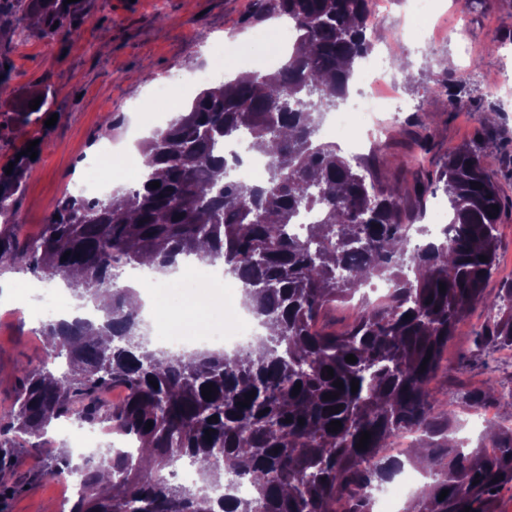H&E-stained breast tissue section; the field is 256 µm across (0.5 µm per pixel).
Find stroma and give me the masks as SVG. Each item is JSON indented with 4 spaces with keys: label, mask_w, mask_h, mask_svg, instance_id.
<instances>
[{
    "label": "stroma",
    "mask_w": 512,
    "mask_h": 512,
    "mask_svg": "<svg viewBox=\"0 0 512 512\" xmlns=\"http://www.w3.org/2000/svg\"><path fill=\"white\" fill-rule=\"evenodd\" d=\"M252 0H81L80 34H37L22 40L13 35L8 18H0V55L11 63V85L18 99L38 90L54 96V126L21 127L9 108L0 109V166L28 142L42 140L25 188L15 204L20 241L38 237L57 199L71 191L84 165L104 143L128 147L133 120L148 122L134 105L151 94L154 105L168 104L183 111L187 98L165 97L166 86L191 77L190 95L206 88L202 75L212 65L210 48L221 36L252 34L256 48L265 51L271 38L265 24H248ZM512 32V0H495L493 7L468 11V25L451 39L432 44L429 35L409 25L404 43L414 62L398 72L410 113L427 114L434 147L428 171H437L448 150L471 143L477 129L495 112L494 137L501 148L494 165L506 200L499 223V267L486 285L494 292L512 279V100L502 99L491 81L506 49L501 43ZM453 74L461 86L455 100L434 92L435 83ZM37 279L30 272L0 274V288L11 300L0 302V408L8 406L17 387L16 368L41 365L60 373L65 359L47 348L38 327L26 315L29 297L24 289ZM488 319L487 310L474 306L458 323L448 343V387L441 402L455 401L458 391L490 381L498 390L512 391V351L484 352L472 342L474 329ZM35 438L17 439L16 450L0 482L13 494L0 501V512H69L70 474L50 475Z\"/></svg>",
    "instance_id": "35a3bbf8"
}]
</instances>
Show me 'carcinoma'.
<instances>
[{"label":"carcinoma","mask_w":512,"mask_h":512,"mask_svg":"<svg viewBox=\"0 0 512 512\" xmlns=\"http://www.w3.org/2000/svg\"><path fill=\"white\" fill-rule=\"evenodd\" d=\"M254 2L250 22L286 17L293 23L288 58L270 73L202 89L188 109L139 143L150 175L112 191L108 206L69 194L55 203L40 235L21 245L12 231L13 205L33 160L21 156L9 175L0 167V203L7 205L0 209V273L60 276L84 300L111 296L97 324L78 318L42 324L41 335L51 351L65 354L67 369L55 375L29 364L17 368L15 400L0 409V464L15 438H42L38 447L50 473L81 477L82 492L69 512H373L374 492L401 466L382 449L397 432L414 429L432 482L416 489L405 512H486L489 500L512 489V396L490 381L461 394L468 411L495 404L504 413L505 425L485 428L476 448L456 437L457 413L437 406L438 387L448 379V339L473 304L489 311L474 346L512 348V280L486 293L498 270L500 217L490 213L503 207L491 166L496 145L449 151L436 177L411 188L375 180L361 160L317 138L324 115L348 94L356 61L371 52L368 0ZM77 7L64 0H0V16L9 15L23 36L63 30L77 37ZM40 96L37 109L26 102L15 110L18 124L51 114L49 93ZM14 99L11 72L0 60V107ZM406 124L419 129L420 148L428 150L430 121L411 115ZM243 133L252 145L276 146L259 183L229 178L239 159L225 157L224 145ZM154 181L160 187L151 188ZM440 189L452 209L447 233L413 246L404 232L406 200ZM314 208L320 221L307 225L303 237L289 234L288 225ZM192 254L209 265L224 262L244 288L243 307L272 325V334L231 357L146 346L131 289L112 279V267H135L149 255L165 273L177 257ZM376 276L393 284L385 300L360 299L344 332L319 325L328 307ZM349 354L357 361L346 362ZM116 385L128 395L111 407L102 396ZM208 385L209 401L201 394ZM259 385L266 397L240 406ZM327 393L338 397L326 400ZM72 418L106 423L148 443L152 453L132 458L117 448L110 460L74 465L70 451L47 438L54 422ZM335 420L342 427L328 430ZM365 431L371 439L358 449ZM184 459L204 484L244 476L255 495L216 501L166 478L164 470Z\"/></svg>","instance_id":"carcinoma-1"}]
</instances>
